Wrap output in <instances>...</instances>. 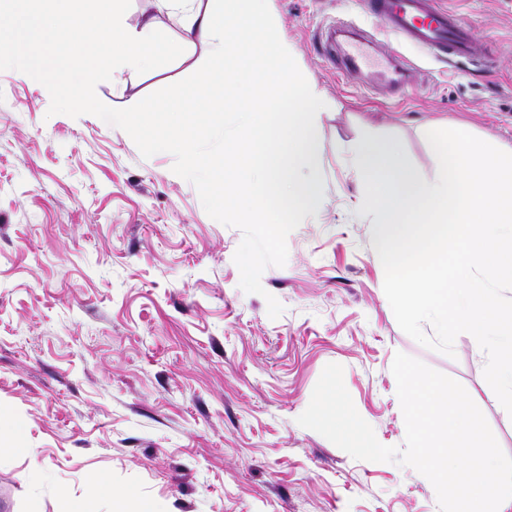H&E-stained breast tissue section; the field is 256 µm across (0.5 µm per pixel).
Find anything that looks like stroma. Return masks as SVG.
<instances>
[{"mask_svg": "<svg viewBox=\"0 0 512 512\" xmlns=\"http://www.w3.org/2000/svg\"><path fill=\"white\" fill-rule=\"evenodd\" d=\"M472 29L489 67L445 61L381 32L416 67L406 95L348 82L323 50L357 0H272L276 27L328 105L316 120L324 196L287 237L284 266L244 292L243 234L205 211L174 158H143L97 116L49 115L50 95L0 71V512H440L409 466L352 458L300 426L327 364L380 443L403 447L396 353L460 383L512 456V415L469 336L454 356L399 327L351 169L360 141L397 143L425 181L430 124L512 147V0H437ZM193 72L177 59L96 87L123 108ZM284 307L270 318L266 295ZM41 479H34L33 470Z\"/></svg>", "mask_w": 512, "mask_h": 512, "instance_id": "obj_1", "label": "stroma"}]
</instances>
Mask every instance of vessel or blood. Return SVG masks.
Listing matches in <instances>:
<instances>
[{"label":"vessel or blood","mask_w":512,"mask_h":512,"mask_svg":"<svg viewBox=\"0 0 512 512\" xmlns=\"http://www.w3.org/2000/svg\"><path fill=\"white\" fill-rule=\"evenodd\" d=\"M362 6L376 30L392 32L431 54L461 58L478 54L466 21L457 12L438 6L436 0H362ZM338 31L344 36L346 47L331 58L337 72L346 76L367 73L391 92H404L412 72L406 58L385 52L386 69L368 72L369 57L379 49L378 41L363 29L347 24L339 25Z\"/></svg>","instance_id":"obj_1"}]
</instances>
